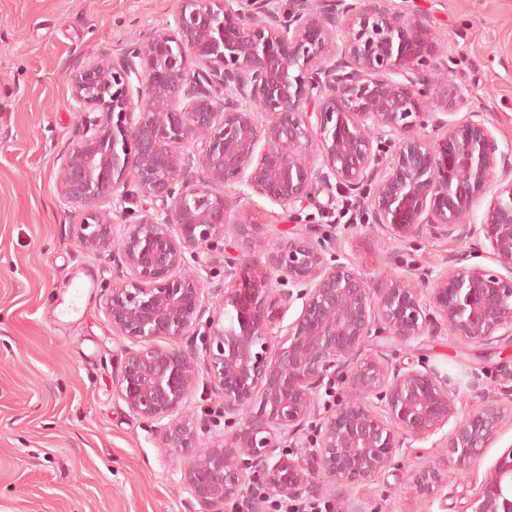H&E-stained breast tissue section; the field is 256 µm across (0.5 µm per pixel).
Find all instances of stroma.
Returning <instances> with one entry per match:
<instances>
[{"label": "stroma", "instance_id": "obj_1", "mask_svg": "<svg viewBox=\"0 0 512 512\" xmlns=\"http://www.w3.org/2000/svg\"><path fill=\"white\" fill-rule=\"evenodd\" d=\"M177 0H0V512H196L184 462L162 447L157 423L129 412L112 389L124 341L105 310L113 264L76 245L59 207L57 154L73 139L70 74L101 44L173 23ZM426 11L448 75L466 88L467 111L487 113L512 147V0H407ZM326 194L298 218L250 194L261 242L292 222L336 239L341 259L376 277L401 253L404 265L436 271L468 243L427 235L394 246L370 224L350 223ZM83 287L72 297L69 286ZM371 348L391 361L423 363L465 389V404L512 389V342L467 345L450 336ZM188 412L207 437L222 436L219 396L197 387ZM446 424L414 442L401 466L350 488L366 512H465L489 467L512 447V420L468 471L450 461ZM426 462L445 476L422 499L408 474Z\"/></svg>", "mask_w": 512, "mask_h": 512}]
</instances>
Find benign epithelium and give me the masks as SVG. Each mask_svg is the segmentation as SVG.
I'll list each match as a JSON object with an SVG mask.
<instances>
[{"label":"benign epithelium","mask_w":512,"mask_h":512,"mask_svg":"<svg viewBox=\"0 0 512 512\" xmlns=\"http://www.w3.org/2000/svg\"><path fill=\"white\" fill-rule=\"evenodd\" d=\"M447 71L427 14L394 0H291L286 13L279 0H177L174 27L105 47L70 76L79 128L59 156V196L78 245L116 266L105 305L129 344L113 390L161 423L200 512H266L269 497L315 488V473L337 490L364 484L459 416L448 375L366 352L372 332L404 347L445 331L481 346L512 339V148L483 112L448 119L466 95ZM242 186L291 217L335 187L394 243L472 242L508 275L468 263L471 252L434 273L371 279L326 257L336 243L312 224L256 256ZM481 205L482 223H467ZM227 241L230 284L210 289L219 311L208 315L201 270ZM298 300L277 326V307ZM201 326L200 358L183 339ZM344 368L346 395L309 463L289 458L280 448ZM202 374L239 424L208 441L184 415ZM503 421L501 399L482 398L448 435V456L468 467ZM410 476L429 500L444 487L429 463ZM468 508L512 512V448Z\"/></svg>","instance_id":"1"}]
</instances>
